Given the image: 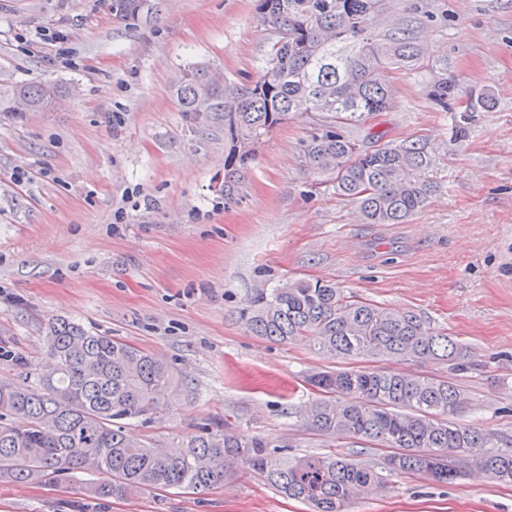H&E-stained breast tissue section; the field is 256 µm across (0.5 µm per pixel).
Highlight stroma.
<instances>
[{"mask_svg": "<svg viewBox=\"0 0 512 512\" xmlns=\"http://www.w3.org/2000/svg\"><path fill=\"white\" fill-rule=\"evenodd\" d=\"M120 18L112 0H0V80L70 87L51 112L0 122V382L44 360L57 317L168 360L194 390L147 419L135 440L177 448L202 428L343 454L386 451L316 431L307 378L340 362L301 341L249 332L242 311L279 281L329 280L344 293L410 311L473 353L444 362H382L468 391L461 423L512 442V0H384L377 25L408 24L419 63L390 74L395 100L347 133L360 146L425 147L436 185L405 224L363 223L330 174L301 158L313 119L294 113L258 144L224 197V119L179 111L175 85L206 66L247 84L275 37L259 0H150ZM464 92L455 111L428 95L440 63ZM494 108L467 111L468 91ZM97 474L59 484L0 479V512H306L250 474L190 494L142 490L98 501ZM351 512H512V485L474 467L451 485L392 477Z\"/></svg>", "mask_w": 512, "mask_h": 512, "instance_id": "1", "label": "stroma"}]
</instances>
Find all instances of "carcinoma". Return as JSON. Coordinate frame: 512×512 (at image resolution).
<instances>
[{
    "label": "carcinoma",
    "instance_id": "obj_1",
    "mask_svg": "<svg viewBox=\"0 0 512 512\" xmlns=\"http://www.w3.org/2000/svg\"><path fill=\"white\" fill-rule=\"evenodd\" d=\"M147 0H115L119 15L137 18ZM384 0H259L264 25L278 39L266 67L247 86L216 84L203 66L183 72L175 86L182 112L224 113V192L234 184L255 146L297 111L316 113L302 144L305 165L336 175L338 193L358 205L367 224H406L435 191L422 178L431 158L417 144L363 149L342 130L393 104L388 71L414 65L419 49L410 30L378 37L372 31ZM460 84L437 71L430 96L442 107ZM65 96L41 81H0V118L47 112ZM495 98L483 90L469 111H487ZM249 331L286 343L300 340L331 358L443 361L456 370L469 352L410 311L345 295L328 281H287L259 292L244 309ZM46 360L34 384L0 386V478L53 481L73 471L102 479L92 498H123L145 489L208 490L240 465L309 512H348L367 487H388L394 475H426L448 484L474 464L512 484V448L491 430L453 418L469 403L446 379L406 372L346 367L310 378L322 398L307 411L323 432L392 449L375 468L353 459H295L262 437L206 430L176 452L127 438L124 421L153 413L185 388L166 360L122 341L91 333L64 318L50 323Z\"/></svg>",
    "mask_w": 512,
    "mask_h": 512
}]
</instances>
